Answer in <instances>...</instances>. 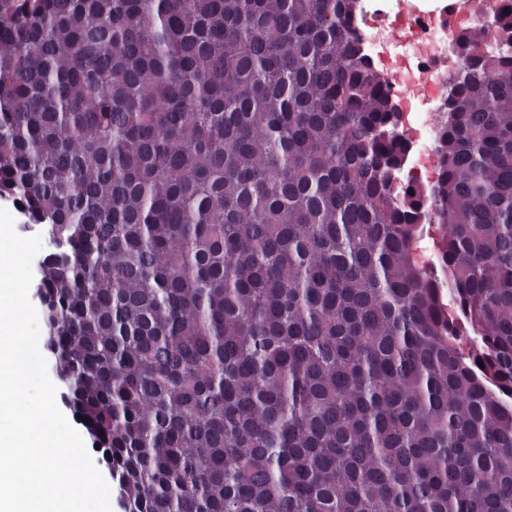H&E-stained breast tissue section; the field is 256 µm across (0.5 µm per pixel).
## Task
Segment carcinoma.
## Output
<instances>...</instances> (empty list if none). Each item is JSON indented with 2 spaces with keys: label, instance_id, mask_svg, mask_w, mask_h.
I'll return each instance as SVG.
<instances>
[{
  "label": "carcinoma",
  "instance_id": "carcinoma-1",
  "mask_svg": "<svg viewBox=\"0 0 512 512\" xmlns=\"http://www.w3.org/2000/svg\"><path fill=\"white\" fill-rule=\"evenodd\" d=\"M358 2L0 0V199L124 512H512V50L459 37L402 185ZM445 108L446 98L423 99L418 111L403 114V118L407 119V129L419 134L422 132L423 137L435 147L441 130V124L437 123L436 118ZM415 165L416 164L414 163L413 159L411 157H409V160H408V166H410L409 174L414 176L416 182H418L422 185H430L434 181H436L438 174H439V168L437 166V161H436L434 153H431V152L422 153L416 168H415ZM450 232V227L448 224H437L433 220L428 219L425 223H422L420 226V230L416 235V239L414 241V251H418L419 249H426L427 254L431 257L433 255V263L430 262L426 268L429 271L437 273L441 275L440 271L436 272L435 270V262H436V254L438 251V245L441 243V239L448 236Z\"/></svg>",
  "mask_w": 512,
  "mask_h": 512
}]
</instances>
